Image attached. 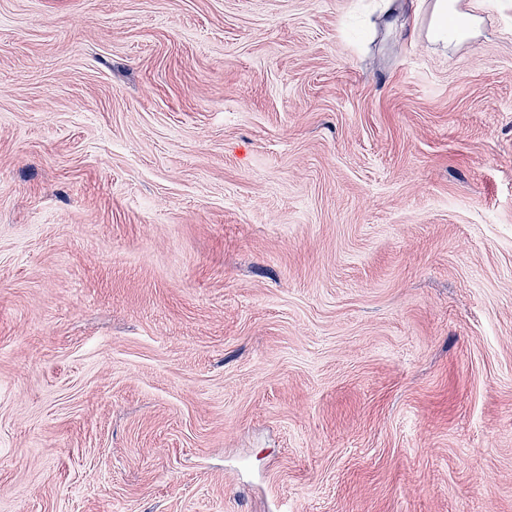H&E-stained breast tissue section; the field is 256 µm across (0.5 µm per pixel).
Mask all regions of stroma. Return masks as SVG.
I'll return each instance as SVG.
<instances>
[{
  "instance_id": "35a3bbf8",
  "label": "stroma",
  "mask_w": 512,
  "mask_h": 512,
  "mask_svg": "<svg viewBox=\"0 0 512 512\" xmlns=\"http://www.w3.org/2000/svg\"><path fill=\"white\" fill-rule=\"evenodd\" d=\"M0 0V512H512V0ZM457 0H433L430 4L431 20L428 36L435 43L448 47V43L470 38L476 19L457 7Z\"/></svg>"
}]
</instances>
